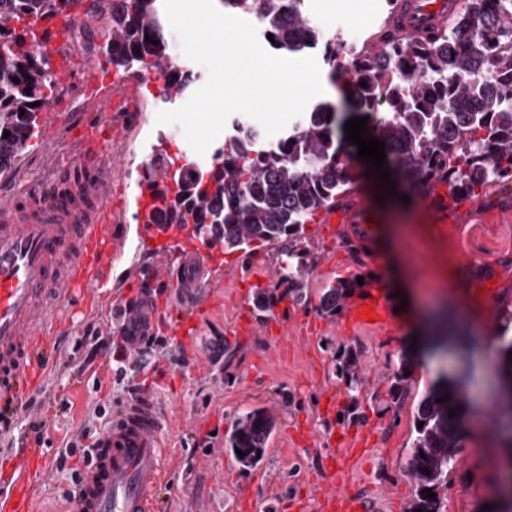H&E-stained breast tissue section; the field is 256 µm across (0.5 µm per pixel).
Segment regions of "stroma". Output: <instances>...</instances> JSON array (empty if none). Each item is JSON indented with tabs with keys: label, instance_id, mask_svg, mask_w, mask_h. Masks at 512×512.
Masks as SVG:
<instances>
[{
	"label": "stroma",
	"instance_id": "obj_1",
	"mask_svg": "<svg viewBox=\"0 0 512 512\" xmlns=\"http://www.w3.org/2000/svg\"><path fill=\"white\" fill-rule=\"evenodd\" d=\"M388 0H307L310 22L347 41L359 32L369 44L387 21ZM141 90L147 107L137 129L121 128L112 149L119 165L112 168V195L133 201L141 172L153 150L193 156L178 124H161L160 81L125 76ZM69 111L56 115V131L38 127L15 160L9 179L24 183L53 178L73 150L72 121L85 97L80 88L66 96ZM359 187L380 218L371 249H361L348 234L329 236L322 225L306 227L307 246L316 260L308 276L311 302L282 300L261 309L257 292H273L283 247L257 243L213 255L212 303L188 311L180 291L163 296L159 329L144 354L126 351L111 299L99 300L69 331L53 339L47 371L29 407L9 412L10 427L0 430V483L11 482L17 449H37L47 469L31 500V512H73V471L82 469L106 411L122 404L133 391L152 390L174 417L166 437L169 477L158 494V512H242L241 501L259 503L267 512H286L285 505L306 499L319 512L322 492L368 496L376 512H407L416 484L404 465L414 436L417 402L440 375L459 377L467 394L466 436L456 467L442 491L444 512H512L503 495V419L493 411L501 393L494 366L491 335L479 331L458 307L449 279H456L471 307L489 291L496 298L493 320L512 313V222L485 223L472 218L447 226L432 223L418 202H403L382 192L376 176H364ZM410 260L413 286L406 298L389 297L391 324L382 329L343 331L340 316L327 318L320 334L310 335L308 318L318 317L315 302L328 281L359 277L391 280L392 250ZM287 319V335L277 320ZM192 320L191 339L172 335L174 325ZM441 335L427 354L432 367H416L401 400L390 394L401 354L413 343H426L429 332ZM354 353L360 366L358 391H350L337 372L335 359ZM262 408L275 429L261 461L244 468L229 436L243 412ZM366 436L363 455L348 466L328 467L329 435Z\"/></svg>",
	"mask_w": 512,
	"mask_h": 512
}]
</instances>
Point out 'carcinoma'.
<instances>
[{
    "label": "carcinoma",
    "mask_w": 512,
    "mask_h": 512,
    "mask_svg": "<svg viewBox=\"0 0 512 512\" xmlns=\"http://www.w3.org/2000/svg\"><path fill=\"white\" fill-rule=\"evenodd\" d=\"M82 2L0 0V174L10 172L16 155L38 128L40 112L59 91L47 45L31 43L28 26L67 13ZM157 2L112 0L109 37L98 52L125 75L151 71L163 77V99L168 101L169 91L190 87L193 68L169 61ZM220 2L227 9L254 15L283 50L301 52L311 42L323 43L330 73L350 84L353 105L371 117L368 132L384 141L387 159L414 191L424 194L437 183L448 186L453 198L486 199L491 186L512 194V51L501 52L502 43H512V0H492L484 12L467 9L451 30L427 40L399 38L389 30L380 38L382 48L359 51L349 70L341 60L342 50L310 23L304 7L294 9L282 24L275 0ZM463 27L470 29V39L462 46L457 32ZM491 59L496 60L499 74L494 84L487 85L482 72ZM382 99L388 112L378 116L374 107ZM350 117L349 112L318 104L277 141L252 133L231 135L215 148L209 164L171 161L172 182L163 187L148 169L140 185L153 191L154 198L145 219L181 227L192 224L227 250L255 242L288 246L275 288L285 287L295 303H304L313 264L311 253L301 247L305 226L357 178L346 141L345 123ZM6 131L10 135L5 138ZM228 199L233 201L231 211ZM356 287L355 278L330 281L318 295V309L336 314ZM511 329L509 323L499 324L495 341L496 367L503 380L499 410L512 419ZM417 364L414 352L401 355L394 372V399L402 396L404 382ZM339 371L347 386L357 391L356 357L350 354L340 361ZM444 395L447 401L436 402ZM465 408L457 384L446 374L419 399L406 466L417 485L410 512H441L440 489L447 486L465 436ZM273 426V418L261 408L238 417L229 437L230 447L245 453L238 462L252 467L262 459ZM426 469L430 474L424 473ZM425 489L434 492L435 499L426 498Z\"/></svg>",
    "instance_id": "carcinoma-1"
}]
</instances>
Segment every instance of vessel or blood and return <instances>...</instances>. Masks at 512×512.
Returning a JSON list of instances; mask_svg holds the SVG:
<instances>
[{
	"instance_id": "obj_1",
	"label": "vessel or blood",
	"mask_w": 512,
	"mask_h": 512,
	"mask_svg": "<svg viewBox=\"0 0 512 512\" xmlns=\"http://www.w3.org/2000/svg\"><path fill=\"white\" fill-rule=\"evenodd\" d=\"M461 8L462 0H397L388 24L399 36L426 39L444 31ZM112 123L107 113L82 122L74 152L59 169L57 181H32L0 195V399L13 406H21L28 384L42 378L47 344L63 325L72 323L86 298L106 287L112 252L127 242L112 233L120 215L112 205V174L105 167ZM152 202L146 189L136 198L135 241L151 253V273L138 281L135 293L119 296L132 353L155 335L160 321L155 298L170 282L180 285L189 308H201L211 296L202 273L204 260L185 253L181 228L144 222ZM418 203L435 224L466 212L494 222L512 217L495 205L451 200L446 186L438 184ZM377 220L357 190L317 214L318 223L351 227L366 245L377 234ZM368 306L374 310L371 323L363 314ZM341 318L357 328H383L390 323V310L372 283L348 298ZM170 426L161 400L147 391L113 412L93 442L91 463L75 490L77 512H156L157 492L167 479L163 457ZM42 475L39 468L18 469L9 486H0V512H23L25 490Z\"/></svg>"
}]
</instances>
